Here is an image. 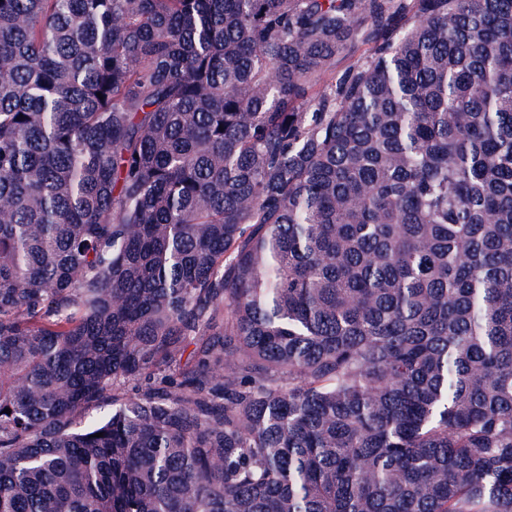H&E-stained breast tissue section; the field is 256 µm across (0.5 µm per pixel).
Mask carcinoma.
Wrapping results in <instances>:
<instances>
[{"label":"carcinoma","instance_id":"carcinoma-1","mask_svg":"<svg viewBox=\"0 0 512 512\" xmlns=\"http://www.w3.org/2000/svg\"><path fill=\"white\" fill-rule=\"evenodd\" d=\"M0 512H512V0H0Z\"/></svg>","mask_w":512,"mask_h":512}]
</instances>
